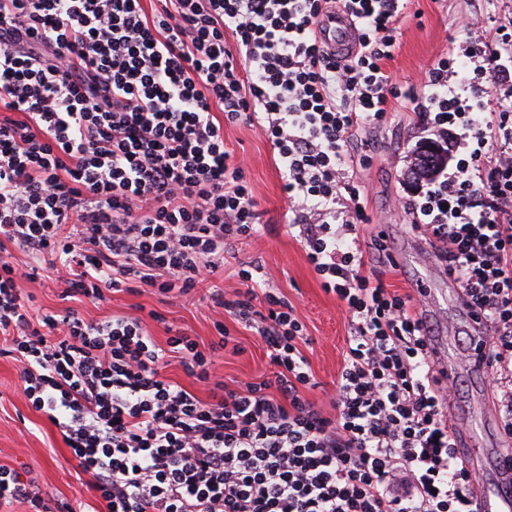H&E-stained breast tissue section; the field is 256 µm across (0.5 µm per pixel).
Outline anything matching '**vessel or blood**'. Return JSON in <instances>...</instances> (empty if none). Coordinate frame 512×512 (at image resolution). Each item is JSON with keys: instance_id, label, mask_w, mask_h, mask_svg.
Masks as SVG:
<instances>
[{"instance_id": "b4317fda", "label": "vessel or blood", "mask_w": 512, "mask_h": 512, "mask_svg": "<svg viewBox=\"0 0 512 512\" xmlns=\"http://www.w3.org/2000/svg\"><path fill=\"white\" fill-rule=\"evenodd\" d=\"M316 32L326 50L336 55H352L360 48V32L347 12L339 10L324 16ZM428 351L438 378L447 384L456 381L458 363L449 359L444 337H430ZM448 424L480 476L471 490L472 502L478 504L480 512H512V493L503 486L512 469V446L473 433L470 420L460 417L456 410H449Z\"/></svg>"}]
</instances>
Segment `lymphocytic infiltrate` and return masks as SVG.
<instances>
[{"label": "lymphocytic infiltrate", "mask_w": 512, "mask_h": 512, "mask_svg": "<svg viewBox=\"0 0 512 512\" xmlns=\"http://www.w3.org/2000/svg\"><path fill=\"white\" fill-rule=\"evenodd\" d=\"M0 0V245L49 259L66 297H100L128 279L191 297L234 245L263 226L224 127L271 143L299 237L325 292L348 314L329 408L294 306L239 264L242 287L213 300L255 331L272 376L230 388L220 353L185 333L159 347L142 317L32 320L19 269L0 256V336L23 392L59 429L106 512H472L473 475L456 448L448 389L427 352L413 296L364 272L368 198L350 175L362 127L400 100L424 131L449 134L454 166L401 199L484 327L489 384L512 438V23L448 51L425 96L386 63L410 0ZM343 7L361 30L351 58L319 43ZM207 386L201 399L163 373L169 357ZM45 507L41 489L0 467V503Z\"/></svg>", "instance_id": "1"}]
</instances>
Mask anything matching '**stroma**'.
Returning a JSON list of instances; mask_svg holds the SVG:
<instances>
[{
  "label": "stroma",
  "mask_w": 512,
  "mask_h": 512,
  "mask_svg": "<svg viewBox=\"0 0 512 512\" xmlns=\"http://www.w3.org/2000/svg\"><path fill=\"white\" fill-rule=\"evenodd\" d=\"M462 16L478 19V27L469 33L459 29L457 20ZM511 20L512 0H413L410 14L398 24L397 46L388 68L402 85L420 83L451 42L488 37L495 24ZM420 132L418 115L405 108L391 122L358 130L350 148L353 180L368 188V213L373 220L361 238L363 250L372 251L378 225L387 224L391 227L389 248L409 255L402 268H384L373 262L366 271L381 274L386 284L402 294L412 293L423 280L438 289L446 286L439 261L423 252L405 214L395 208L399 197L415 192L407 173ZM224 146L244 159L261 221L272 227L271 232L240 241L235 254L240 261L261 265L268 287L290 301L306 324L313 340L306 354L317 385L305 395L326 403L325 392L336 379L347 334L344 305L324 292L303 246L288 232L292 214L267 139L241 122L225 127ZM214 287L231 299L241 284L229 274L207 277L193 304L149 288L133 293L107 289L102 298L77 304L65 298L63 284L51 270L44 269L26 283L25 290L37 316L61 315L74 307L86 320L99 321L115 315L135 317L140 309H151L158 317L147 320L146 329L159 346H166L168 337L180 330L205 347L216 338L217 324L229 321L223 308L211 301ZM237 335L242 353L220 356L212 370L214 377L234 388L271 376L273 367L261 338L243 328ZM21 372V364L7 353L6 343L0 339V467L36 479L49 494L50 512H61L67 504L82 505L84 512H104V502L91 489L89 475L80 471L59 430L29 405L22 391Z\"/></svg>",
  "instance_id": "35a3bbf8"
}]
</instances>
